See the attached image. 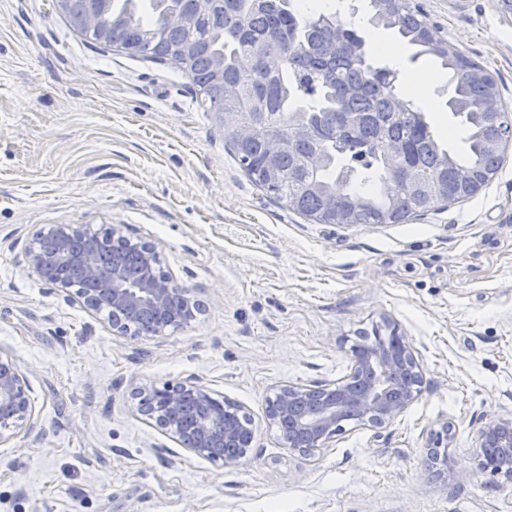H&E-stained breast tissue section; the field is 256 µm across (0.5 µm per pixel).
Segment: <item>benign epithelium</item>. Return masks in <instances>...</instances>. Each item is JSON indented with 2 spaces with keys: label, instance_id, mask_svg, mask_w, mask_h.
Here are the masks:
<instances>
[{
  "label": "benign epithelium",
  "instance_id": "1",
  "mask_svg": "<svg viewBox=\"0 0 512 512\" xmlns=\"http://www.w3.org/2000/svg\"><path fill=\"white\" fill-rule=\"evenodd\" d=\"M53 6L69 17L79 32H92L96 43L112 46V20L105 18V2L96 13H77L72 0H53ZM117 240L132 249L142 263L139 277H132L118 261H106L98 238L87 235L80 226L57 224L39 230L25 257L31 271L52 288L72 287L64 270L76 266L87 285L77 299L91 314L99 311L98 292L106 290V303L130 315L155 316V332L168 327H184L204 311V304L190 288L173 287L170 275L157 272L155 247L125 236ZM354 368L368 371L369 378L358 389L347 380L318 387L284 383L276 389L268 409L269 419L282 432L284 446L304 456L329 447L343 432L345 411H359L360 422L381 428L403 413L420 395L423 369L406 337L392 329L353 349ZM152 398L153 412L159 416L180 414L188 403L200 411L188 423L172 425V434L193 455L220 460L234 468L246 458L250 448H236L240 435H255L253 421L237 403L217 399L193 381L142 390ZM32 408L20 367L0 357V443L27 425ZM435 467L448 472V426L435 433ZM476 448L479 469L512 481V415L496 416L478 428Z\"/></svg>",
  "mask_w": 512,
  "mask_h": 512
}]
</instances>
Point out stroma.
I'll return each instance as SVG.
<instances>
[{
	"mask_svg": "<svg viewBox=\"0 0 512 512\" xmlns=\"http://www.w3.org/2000/svg\"><path fill=\"white\" fill-rule=\"evenodd\" d=\"M485 66L512 108V10L501 0H414ZM352 19L376 64L429 69L364 0ZM426 116L464 147L448 76ZM167 62L89 42L51 0H0V354L21 368L36 426L0 444V512H512V483L480 471L476 431L512 413V145L472 197L404 224H313L252 183L224 125ZM78 224L155 246L195 289L188 326L114 336L25 263L36 231ZM388 321L424 374L389 425L347 423L315 456L288 451L267 405L280 384L347 377L359 329ZM196 377L249 412L233 469L190 454L138 409V393ZM450 427L452 470L428 460Z\"/></svg>",
	"mask_w": 512,
	"mask_h": 512,
	"instance_id": "obj_1",
	"label": "stroma"
}]
</instances>
